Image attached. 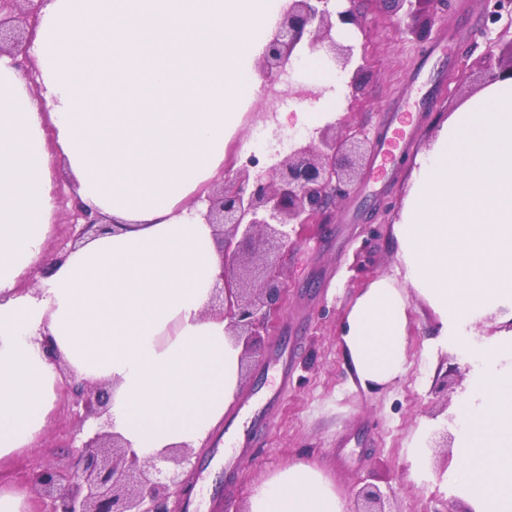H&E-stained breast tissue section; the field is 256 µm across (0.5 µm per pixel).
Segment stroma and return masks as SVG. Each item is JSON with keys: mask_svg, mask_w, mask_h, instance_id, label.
<instances>
[{"mask_svg": "<svg viewBox=\"0 0 512 512\" xmlns=\"http://www.w3.org/2000/svg\"><path fill=\"white\" fill-rule=\"evenodd\" d=\"M401 16L385 9L365 12L363 30L337 34L338 42L365 48L368 64L362 74L363 93L338 95L337 110L353 129L367 132L373 147L363 162L361 177L349 195L337 203L325 223L293 239L279 259L287 303L275 327L262 336L266 352L243 370L239 398L250 401L238 417L249 426L253 412L262 410L278 375L269 352L286 350L293 367L288 392L270 416L267 434L255 452L240 462L239 487L229 498L234 512H243L253 485L296 460L320 468L354 512L363 486L378 488L388 512H446L448 490L443 475L451 460L445 449L430 450L432 472L414 475L407 461L415 437L429 438L454 426L458 398L470 364L455 350L428 349L439 320L414 289H407L409 322L404 374L390 384L364 388L353 382L345 359L342 331L355 297L377 278L400 277L393 225L405 198L410 170L436 130L466 99L484 86L481 62L486 52H500L512 43V20L485 24L484 0H448L433 16L425 40L405 34ZM291 83L310 88L302 61L292 64ZM288 83V84H291ZM288 84L259 83L247 109L242 135L251 142L257 172H264L289 153L290 143L306 142L315 130L282 127L265 111L272 91L281 97L282 112L305 106L320 110L319 97L286 96ZM391 148L378 156L377 144ZM55 231L47 257L69 250L78 229L71 181L64 171L55 175ZM80 415L70 396L57 402L54 422L25 457L0 466V485H20L42 470H70L80 437ZM182 478L190 497L215 498L224 484V457L205 441L185 467Z\"/></svg>", "mask_w": 512, "mask_h": 512, "instance_id": "35a3bbf8", "label": "stroma"}]
</instances>
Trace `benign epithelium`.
<instances>
[{
    "label": "benign epithelium",
    "instance_id": "obj_1",
    "mask_svg": "<svg viewBox=\"0 0 512 512\" xmlns=\"http://www.w3.org/2000/svg\"><path fill=\"white\" fill-rule=\"evenodd\" d=\"M44 0H0V55L26 54V43L38 22ZM333 0H288L277 30L261 56L265 81L274 83L286 74L298 44L306 39L312 50L323 48L336 66L345 71L355 61V46L332 36L338 29H363L364 0H345L342 10H331ZM387 8L411 20L407 31L417 38L427 30L417 25L422 12L430 15L448 0H382ZM486 21L497 23L502 13L512 17V0H484ZM512 75V50L504 58L489 53L485 80ZM370 139L331 123L318 139L300 144L265 176H257L247 190L237 179L223 177L208 195L206 219L215 226L225 257L219 280L232 283L234 301L224 305V289H214L212 302L225 307L229 333L245 342L243 357L256 354L261 333L285 299L278 281L277 257L291 240L296 227L320 224L322 217L345 198L359 171V162ZM72 404L83 410L82 419L105 413L100 388L78 385ZM100 425L76 450L72 472L45 471L38 476L44 492L42 512H178L186 494L178 468L190 462L174 448L159 460L139 459L122 439ZM354 512H388L382 493L373 486L359 491Z\"/></svg>",
    "mask_w": 512,
    "mask_h": 512
}]
</instances>
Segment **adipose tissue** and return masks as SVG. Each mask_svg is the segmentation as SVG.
Segmentation results:
<instances>
[{"label": "adipose tissue", "instance_id": "ef3b65f1", "mask_svg": "<svg viewBox=\"0 0 512 512\" xmlns=\"http://www.w3.org/2000/svg\"><path fill=\"white\" fill-rule=\"evenodd\" d=\"M285 0H47L34 84L0 57V462L29 453L77 383L112 391V430L139 458L197 449L242 382L243 347L211 297L223 256L207 196L255 96L254 66ZM111 228L31 283L54 232V170ZM405 281L439 315L438 344L472 363L448 491L512 512V76L486 84L415 160L394 228ZM407 300L382 277L352 304L347 360L365 386L405 371ZM247 512H346L296 461Z\"/></svg>", "mask_w": 512, "mask_h": 512}]
</instances>
